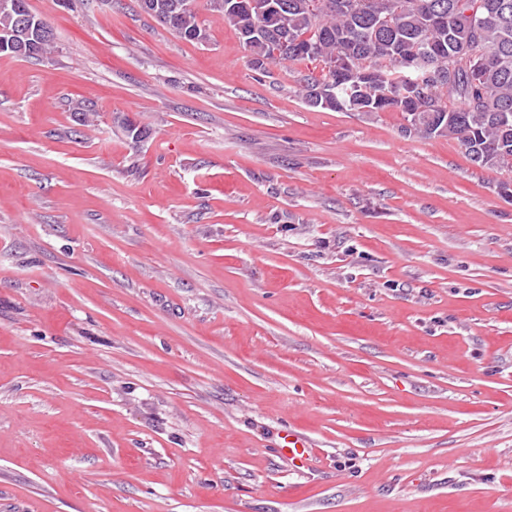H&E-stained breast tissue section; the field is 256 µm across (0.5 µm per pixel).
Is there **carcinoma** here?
I'll return each mask as SVG.
<instances>
[{"label": "carcinoma", "instance_id": "carcinoma-1", "mask_svg": "<svg viewBox=\"0 0 512 512\" xmlns=\"http://www.w3.org/2000/svg\"><path fill=\"white\" fill-rule=\"evenodd\" d=\"M0 0V54L17 55L22 20ZM150 13L178 38L208 35L185 0H154ZM207 0L237 32L250 66L308 61L298 79L311 107L396 111L403 131L456 141L470 162L512 170V0ZM414 80L406 79L405 62Z\"/></svg>", "mask_w": 512, "mask_h": 512}]
</instances>
